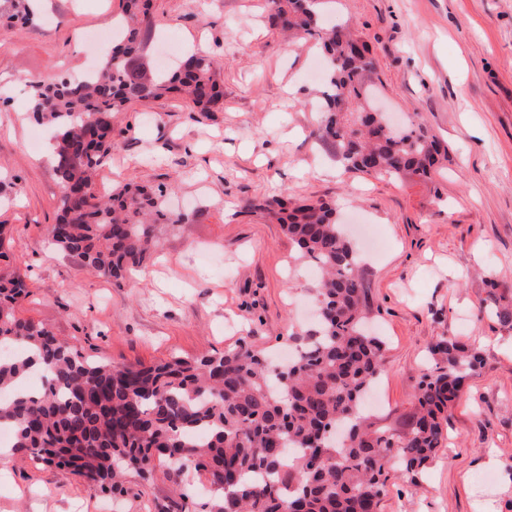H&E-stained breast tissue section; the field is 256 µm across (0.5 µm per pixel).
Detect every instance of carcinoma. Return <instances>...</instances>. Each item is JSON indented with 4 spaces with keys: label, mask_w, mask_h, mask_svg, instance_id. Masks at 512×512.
Masks as SVG:
<instances>
[{
    "label": "carcinoma",
    "mask_w": 512,
    "mask_h": 512,
    "mask_svg": "<svg viewBox=\"0 0 512 512\" xmlns=\"http://www.w3.org/2000/svg\"><path fill=\"white\" fill-rule=\"evenodd\" d=\"M269 20L296 34L320 36L326 57L323 118L316 138L346 169L427 180L448 158L441 143L407 116L392 126L366 105L375 65L367 45L338 24L322 27L315 0H268ZM26 23L20 0H0V17ZM124 29L93 75L29 83L28 112L54 128L52 162L62 192L48 234L60 251L108 278L140 267L154 245V225L185 224L167 190L127 184L93 191L112 151V114L133 102L181 94L197 112L224 99L216 62L190 54L173 71L146 61L143 33L154 24L151 0H122ZM263 209L286 227L298 258L321 271L317 329L300 338L288 364L271 373L246 342L215 355L146 366L91 359L16 308L26 276L0 267V428L11 454L70 470L119 493L133 473L147 481L154 461L171 464L183 499V474L204 476L212 495L204 512H379L389 472L416 478L445 441L448 411L482 365L479 351L440 336L429 347L406 432L377 426L362 397L378 378L385 342L364 329L369 288L360 258L341 230L336 204L271 198ZM481 308L512 329V297L490 282ZM38 372L45 383L23 386Z\"/></svg>",
    "instance_id": "obj_1"
}]
</instances>
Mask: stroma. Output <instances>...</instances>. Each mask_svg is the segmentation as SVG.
I'll use <instances>...</instances> for the list:
<instances>
[{
	"label": "stroma",
	"mask_w": 512,
	"mask_h": 512,
	"mask_svg": "<svg viewBox=\"0 0 512 512\" xmlns=\"http://www.w3.org/2000/svg\"><path fill=\"white\" fill-rule=\"evenodd\" d=\"M144 41L203 46L224 63V102L192 111L174 94L134 102L113 124L97 184L167 186L196 221L157 225L141 269L108 279L52 248L61 188L45 153L29 82L79 75L118 19L120 0H27V25L0 21V224L11 265L29 277L20 317L115 365L221 352L246 341L286 350L312 331L317 275L262 210L272 197L335 201L366 256L371 325L386 342L372 392L379 424L404 430L437 337L480 348L448 440L419 485L391 473L381 512H512V329L479 314L488 280L512 296V0H331L369 45L376 105L418 120L448 147L432 180L346 171L312 131L320 86L315 39L270 28L267 0H153ZM159 463L112 497L63 468L10 458L0 512H191Z\"/></svg>",
	"instance_id": "obj_1"
}]
</instances>
